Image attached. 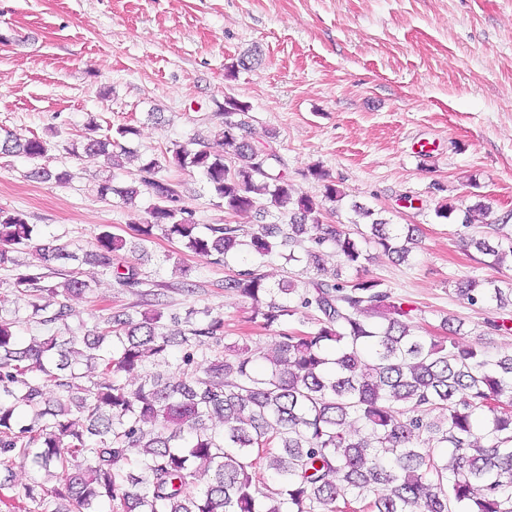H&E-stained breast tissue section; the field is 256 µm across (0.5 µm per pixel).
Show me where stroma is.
<instances>
[{"label": "stroma", "mask_w": 512, "mask_h": 512, "mask_svg": "<svg viewBox=\"0 0 512 512\" xmlns=\"http://www.w3.org/2000/svg\"><path fill=\"white\" fill-rule=\"evenodd\" d=\"M245 55L255 62L244 69ZM228 96L249 103L253 138L275 135L301 191H323L307 173L314 164L336 181L344 197L328 223L355 221L359 203L419 226L412 262L374 248L366 264L415 309L419 334L439 332L450 316L463 323L462 342L491 357L512 353V332L492 329L512 324V305L472 307L452 286L501 270L463 247L456 218L435 215L447 201L512 215V0H0V129L47 138L48 165L72 175L63 186L39 183L26 178V161L0 156V207L23 212L41 237L85 250L98 225L129 235L142 208L99 200L94 185L110 174L125 186L137 162L110 171L103 159L69 155L68 142L91 117L104 135L131 124L140 131L134 148L148 157L219 126ZM169 175L198 223L254 228L253 214L214 206L199 173ZM119 257L138 267L139 294L80 266L94 290L71 299L72 329L102 314L140 315L157 293L164 316L198 324L210 309L224 317V345L267 353L275 331L250 322L225 279L250 269L274 286L313 275L307 262L277 255L217 264L159 234Z\"/></svg>", "instance_id": "1"}]
</instances>
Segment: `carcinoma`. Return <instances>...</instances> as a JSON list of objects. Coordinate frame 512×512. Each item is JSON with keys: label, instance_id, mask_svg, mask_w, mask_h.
Wrapping results in <instances>:
<instances>
[{"label": "carcinoma", "instance_id": "1", "mask_svg": "<svg viewBox=\"0 0 512 512\" xmlns=\"http://www.w3.org/2000/svg\"><path fill=\"white\" fill-rule=\"evenodd\" d=\"M250 105L224 98V121L203 136L174 142L141 161L138 179L116 188L96 183L97 196L118 195L133 204L149 198L138 240L155 232L203 257L226 261L242 251L264 259L288 246V260L302 249L315 276L277 288L251 270L224 281V289L250 303L251 320L270 329L298 313L305 330H281L275 354L260 358L238 348L214 356L203 369L196 357L224 338V317L206 309L205 324L167 331L156 310L100 319L78 336L67 303L90 291L72 271L46 281L55 262H93L118 288L142 284L133 264L113 256L127 240L101 225L95 250L79 256L54 236L34 244L36 225L16 210L0 208V266L13 253L35 246L40 264L17 271L0 288L26 303L29 318L53 329L47 336H19L20 321L0 314V464L32 458L38 472L61 483L50 490L38 480L0 503L20 512H512V354L489 358L480 346L459 341L463 323L443 321L442 336L417 333L410 311L384 283L366 275L368 250L399 262L419 247V227L391 224L354 205L364 223L349 229L326 224L327 204L344 192L318 165L309 175L323 182L321 196L298 191L280 171L273 138L248 135ZM138 130L119 126L110 136L71 141L80 159L104 157L122 168L137 157L130 147ZM220 151H213L209 140ZM46 139L6 130L0 154L23 156L26 177L61 186L70 173L41 163ZM175 167L199 173L215 206L228 213L288 211L286 224H199L182 201L179 184L165 175ZM461 213V227L488 223L491 207L457 208L448 202L438 218ZM331 244L336 270L324 267ZM461 243L501 269L512 263V232L493 242L461 236ZM355 276L342 278V270ZM454 292L471 306L512 304V277L462 279ZM180 337L182 376L145 373L130 390L121 375L156 364ZM56 397L49 398L50 392ZM264 463L278 476L270 486L258 477Z\"/></svg>", "mask_w": 512, "mask_h": 512}]
</instances>
